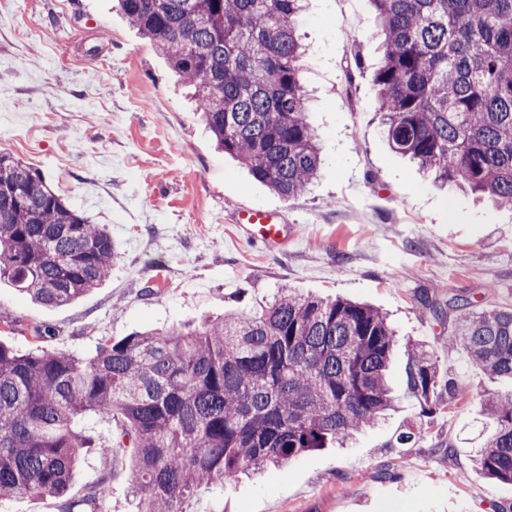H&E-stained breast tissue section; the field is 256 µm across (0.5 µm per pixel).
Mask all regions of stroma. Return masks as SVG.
I'll return each mask as SVG.
<instances>
[{
    "mask_svg": "<svg viewBox=\"0 0 512 512\" xmlns=\"http://www.w3.org/2000/svg\"><path fill=\"white\" fill-rule=\"evenodd\" d=\"M369 0H309L299 20L303 85L323 162L285 199L216 149L184 85L113 0H0V153L36 169L94 223L119 256L81 300L41 305L0 284V342L26 353L94 354L101 340L248 311L280 286L385 312L399 341L436 350L458 384L454 402L422 415L405 400L348 447L244 476L194 512H512V485L474 455L493 433L481 412L497 390L433 312L448 296L473 311L512 308V208L442 187L392 152L368 77L381 60ZM243 207L279 212L273 253L235 222ZM420 428L399 443L406 427ZM129 451L88 455L70 484L80 500L110 476V512H132Z\"/></svg>",
    "mask_w": 512,
    "mask_h": 512,
    "instance_id": "stroma-1",
    "label": "stroma"
}]
</instances>
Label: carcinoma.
<instances>
[{
  "label": "carcinoma",
  "mask_w": 512,
  "mask_h": 512,
  "mask_svg": "<svg viewBox=\"0 0 512 512\" xmlns=\"http://www.w3.org/2000/svg\"><path fill=\"white\" fill-rule=\"evenodd\" d=\"M305 0H118L126 19L193 88L217 147L285 199L316 177L320 147L301 81ZM383 51L370 74L390 148L443 182L512 207V0H371ZM118 248L40 173L0 154V281L36 301L72 303L102 285ZM448 343L512 385V309L448 298ZM398 345L386 315L280 287L249 313L106 339L95 355L21 353L0 343V498L54 496L60 512H108L107 478L65 499L94 445L75 420L119 414L133 449L135 512H191L242 475L285 467L384 421L403 398L434 412L457 397L435 352ZM495 432L474 458L512 484V388L486 393Z\"/></svg>",
  "instance_id": "1"
}]
</instances>
